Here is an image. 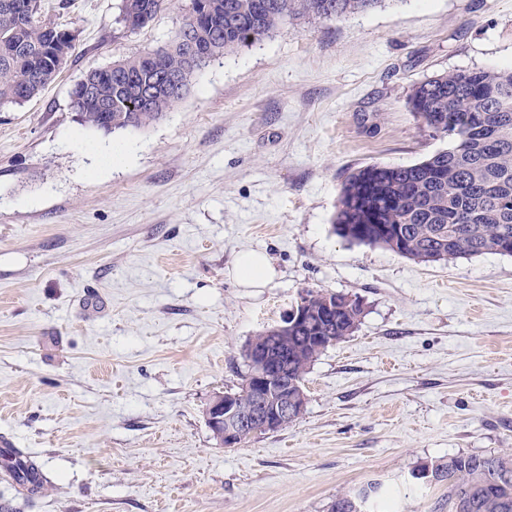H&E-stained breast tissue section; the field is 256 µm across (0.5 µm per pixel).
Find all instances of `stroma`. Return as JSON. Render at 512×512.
<instances>
[{
  "label": "stroma",
  "mask_w": 512,
  "mask_h": 512,
  "mask_svg": "<svg viewBox=\"0 0 512 512\" xmlns=\"http://www.w3.org/2000/svg\"><path fill=\"white\" fill-rule=\"evenodd\" d=\"M58 3L43 7L76 34L66 65L0 107V438L50 484L29 500L0 468V512H328L371 483L390 512H448L447 486L413 470L512 451V256L420 263L333 218L353 169L447 148L409 88L512 68V0L291 20L149 128L109 134L77 123L75 84L169 44L190 0L138 30L121 0ZM111 145L130 159L101 168ZM248 249L271 259L265 287L233 275ZM312 288L357 295V331L311 367L298 420L221 446L209 401Z\"/></svg>",
  "instance_id": "obj_1"
}]
</instances>
